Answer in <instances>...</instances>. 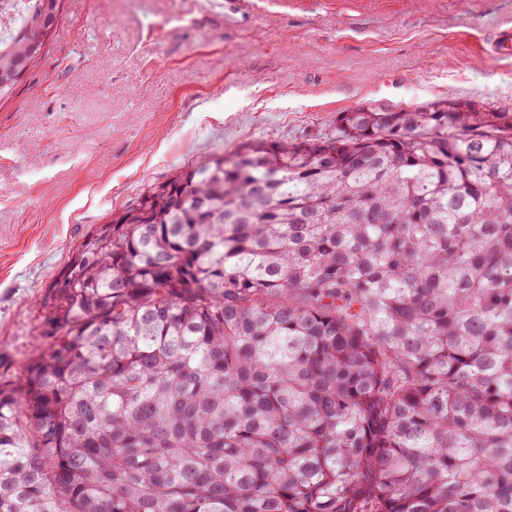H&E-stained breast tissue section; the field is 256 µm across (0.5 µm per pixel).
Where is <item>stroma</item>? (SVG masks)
Masks as SVG:
<instances>
[{"label":"stroma","instance_id":"1","mask_svg":"<svg viewBox=\"0 0 512 512\" xmlns=\"http://www.w3.org/2000/svg\"><path fill=\"white\" fill-rule=\"evenodd\" d=\"M512 0H64L0 102V379L48 347L50 286L85 236L247 140L335 135L363 105L512 111L487 48Z\"/></svg>","mask_w":512,"mask_h":512}]
</instances>
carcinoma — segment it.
<instances>
[{"label": "carcinoma", "instance_id": "cac0c4a2", "mask_svg": "<svg viewBox=\"0 0 512 512\" xmlns=\"http://www.w3.org/2000/svg\"><path fill=\"white\" fill-rule=\"evenodd\" d=\"M63 0L0 35V100ZM249 140L89 234L0 381V512H512V112Z\"/></svg>", "mask_w": 512, "mask_h": 512}]
</instances>
